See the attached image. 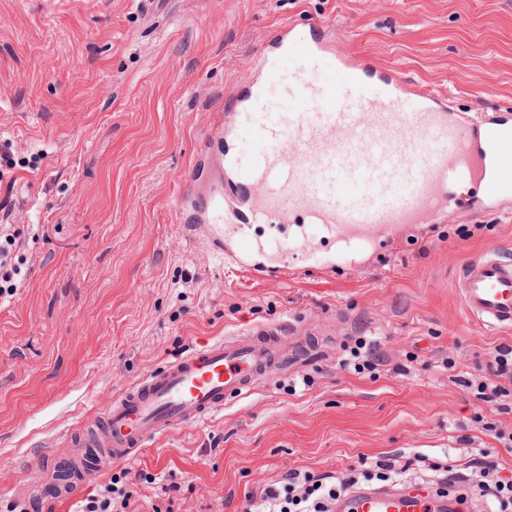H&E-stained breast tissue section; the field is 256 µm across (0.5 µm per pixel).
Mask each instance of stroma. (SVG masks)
<instances>
[{"mask_svg": "<svg viewBox=\"0 0 512 512\" xmlns=\"http://www.w3.org/2000/svg\"><path fill=\"white\" fill-rule=\"evenodd\" d=\"M319 21L481 121L512 111V0H0V225L27 276L0 298V512H75L108 483L128 512H238L288 471L360 480L363 460L461 466L491 452L512 478V398L472 384L511 330L469 318L459 266L512 254V204L411 229L365 268L273 281L189 241L181 191L215 174L214 113L268 35ZM308 326L322 344L207 422L50 495L41 459L124 389L210 338L253 323Z\"/></svg>", "mask_w": 512, "mask_h": 512, "instance_id": "stroma-1", "label": "stroma"}]
</instances>
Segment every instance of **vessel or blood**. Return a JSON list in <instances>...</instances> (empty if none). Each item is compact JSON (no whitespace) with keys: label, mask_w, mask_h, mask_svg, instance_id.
Returning a JSON list of instances; mask_svg holds the SVG:
<instances>
[{"label":"vessel or blood","mask_w":512,"mask_h":512,"mask_svg":"<svg viewBox=\"0 0 512 512\" xmlns=\"http://www.w3.org/2000/svg\"><path fill=\"white\" fill-rule=\"evenodd\" d=\"M302 55L332 77L330 89L305 84L301 110L280 120L263 111L266 89L288 58ZM243 96L232 97L215 126L226 149L220 172L184 194L189 233L205 239L238 270L262 277L297 269L360 267L381 241L435 224L473 186L484 211L512 202V114L474 124L443 99L395 70L339 51L302 24L281 27L259 68L246 69ZM262 143L249 159L244 133ZM349 182L363 184L349 193ZM463 310L493 330L512 328V258L497 251L462 264ZM297 330L249 326L189 349L115 396L91 422L67 433L71 448H94L101 465L125 462L157 438L198 425L254 383L284 366L283 341ZM341 512H460L457 496L417 490L361 489Z\"/></svg>","instance_id":"b4317fda"}]
</instances>
